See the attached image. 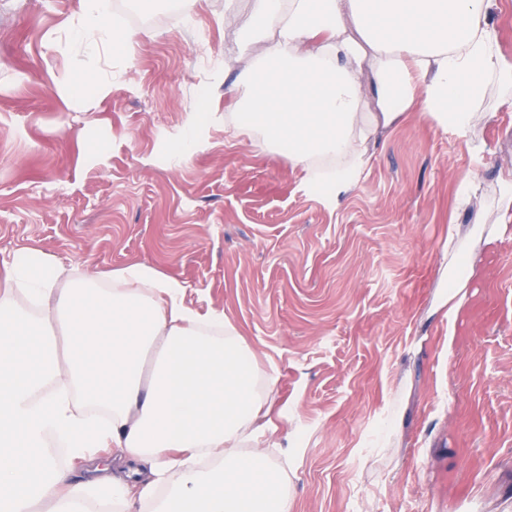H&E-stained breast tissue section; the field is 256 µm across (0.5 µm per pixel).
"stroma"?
Listing matches in <instances>:
<instances>
[{
    "label": "stroma",
    "mask_w": 512,
    "mask_h": 512,
    "mask_svg": "<svg viewBox=\"0 0 512 512\" xmlns=\"http://www.w3.org/2000/svg\"><path fill=\"white\" fill-rule=\"evenodd\" d=\"M133 39L89 60L79 0H0V261L34 246L111 271L147 262L223 311L278 370L294 512H512V226L468 297L500 300L473 336H448V252L512 172V109L488 93L479 138L407 120L368 143L337 199L286 150L235 135L227 90L261 33L252 0H112ZM193 137V148L178 147ZM476 172L468 207L460 180Z\"/></svg>",
    "instance_id": "35a3bbf8"
}]
</instances>
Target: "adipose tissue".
<instances>
[{
    "mask_svg": "<svg viewBox=\"0 0 512 512\" xmlns=\"http://www.w3.org/2000/svg\"><path fill=\"white\" fill-rule=\"evenodd\" d=\"M274 29L236 132L287 141L294 164L350 193L370 130L414 116L475 135L512 84L492 23L500 0H253ZM107 0H80L73 47L112 44ZM370 66L375 109H361ZM155 266L109 273L23 246L0 263V512H292L260 446L288 421L276 381L223 313L185 301Z\"/></svg>",
    "mask_w": 512,
    "mask_h": 512,
    "instance_id": "1",
    "label": "adipose tissue"
}]
</instances>
